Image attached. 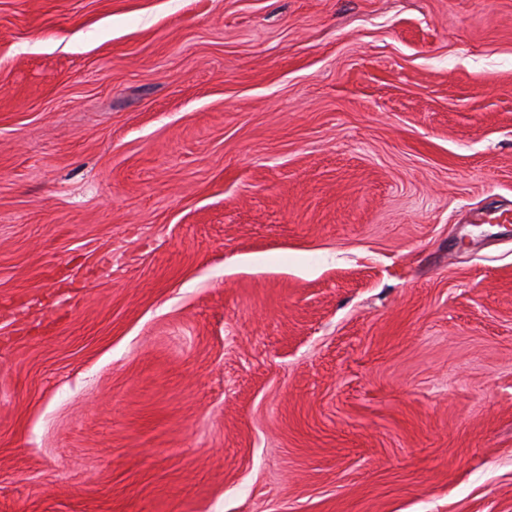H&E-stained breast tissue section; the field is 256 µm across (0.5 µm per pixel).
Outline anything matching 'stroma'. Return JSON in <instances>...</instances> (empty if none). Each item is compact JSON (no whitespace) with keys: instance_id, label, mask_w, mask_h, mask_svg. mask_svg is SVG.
I'll list each match as a JSON object with an SVG mask.
<instances>
[{"instance_id":"1","label":"stroma","mask_w":512,"mask_h":512,"mask_svg":"<svg viewBox=\"0 0 512 512\" xmlns=\"http://www.w3.org/2000/svg\"><path fill=\"white\" fill-rule=\"evenodd\" d=\"M512 0H0V512H512Z\"/></svg>"}]
</instances>
